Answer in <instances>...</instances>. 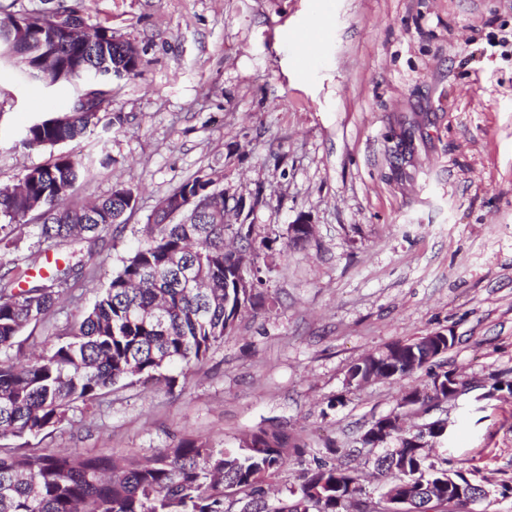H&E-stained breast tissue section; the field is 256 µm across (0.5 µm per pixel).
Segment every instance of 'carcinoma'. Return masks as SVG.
Listing matches in <instances>:
<instances>
[{"label": "carcinoma", "instance_id": "cac0c4a2", "mask_svg": "<svg viewBox=\"0 0 512 512\" xmlns=\"http://www.w3.org/2000/svg\"><path fill=\"white\" fill-rule=\"evenodd\" d=\"M89 0H57L58 15L87 10ZM14 16L0 17V58L13 63L29 79L37 76L25 62V47L12 36ZM107 30L91 27L80 40L63 36L51 47L62 61L80 55L85 74L74 78L89 85L78 99L96 100L105 94L95 79L104 58L100 40ZM121 122L99 112H71L64 121L34 122L22 143L30 149H52L62 142L84 138ZM88 165L60 152L48 163L33 167L10 191L0 190V438H16V447L0 448V512H369L376 501L389 507L391 487L404 483L416 491L432 488L435 512H448V460L425 458L413 448L418 433L402 432L390 420L378 432L390 434L393 448L374 459V468L389 478L373 498L365 474L329 461H316L292 499L268 508L267 480L285 463L291 443L278 429H259L243 438L236 449L216 447L199 439H183L145 462L110 455L74 452L41 453L29 439L49 434L78 402L89 405L126 380L165 382L171 365L204 361L223 342L237 320L266 302L254 288L261 284L253 245L254 225L224 223L227 203L220 187L223 175L201 169L178 188L181 194L201 193L206 203L192 224L166 221L156 209L143 226L139 245L122 261L121 269L85 313L49 350L26 362L20 337L54 312L66 291L83 273L82 259L71 254L64 266L53 264L27 286L16 287L6 250L31 225L38 242L80 237L94 242L112 226V210L122 200L109 195L91 206H68L65 201ZM242 246L236 251L224 241ZM253 283L239 288L241 277ZM421 341H405L400 354L387 350L350 367L355 386L384 374L405 376L428 361Z\"/></svg>", "mask_w": 512, "mask_h": 512}]
</instances>
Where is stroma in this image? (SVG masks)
Masks as SVG:
<instances>
[{"mask_svg":"<svg viewBox=\"0 0 512 512\" xmlns=\"http://www.w3.org/2000/svg\"><path fill=\"white\" fill-rule=\"evenodd\" d=\"M86 21L134 43L141 65L102 107L121 123L62 144L91 163L70 203L121 185L137 204L91 245L17 240L18 280L76 248L85 263L24 349L55 344L92 308L160 198L201 169L223 173L228 204L249 208L272 246L259 292L276 305L249 312L174 388L118 384L33 447L142 459L279 427L306 453L272 478V502L328 456L363 468L376 493L361 435L444 365L476 391L446 404L435 454L512 512V392L491 390L512 382V0H90ZM77 95L0 60V188L49 161L22 134ZM302 215L315 234L295 244ZM435 331L456 337L443 363L348 385L362 356Z\"/></svg>","mask_w":512,"mask_h":512,"instance_id":"obj_1","label":"stroma"}]
</instances>
